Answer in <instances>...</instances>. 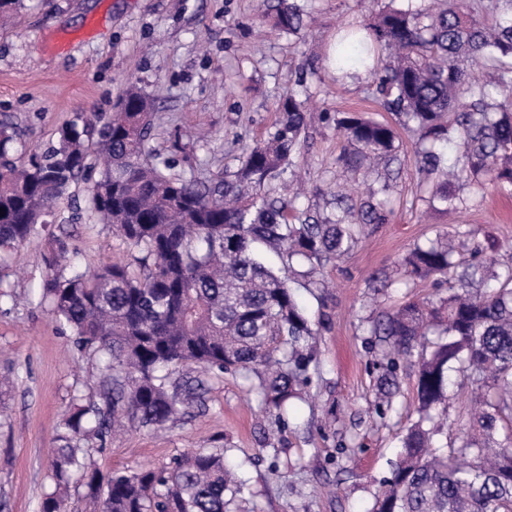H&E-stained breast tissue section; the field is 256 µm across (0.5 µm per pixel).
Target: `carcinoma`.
Wrapping results in <instances>:
<instances>
[{
  "label": "carcinoma",
  "mask_w": 512,
  "mask_h": 512,
  "mask_svg": "<svg viewBox=\"0 0 512 512\" xmlns=\"http://www.w3.org/2000/svg\"><path fill=\"white\" fill-rule=\"evenodd\" d=\"M351 28L344 49L360 44L362 65L385 106L417 136L415 163L429 182L428 203L464 209L452 190L512 186V0H405ZM303 8L280 6L274 26L290 36ZM122 111L76 112L56 146L37 152L11 117L0 118V251L30 240L39 224H71L83 213L132 245L135 264L86 271L71 261V235H52L40 298L99 365L102 403L76 396L54 450V487L39 512H67V490L87 487L93 512H229L246 481L224 450L187 453L160 470L103 476L93 451L111 427L165 426L183 409L202 410L206 378L218 371L248 381L257 407L277 412L311 396L319 373L317 336L295 287H320L311 274L348 255L363 226L386 224L383 183L353 202L336 191V210L319 212L285 196L308 124L306 100L291 91L268 140L243 149L233 174L200 182L173 171L152 144L157 117L127 82ZM352 147L346 168L401 162L398 135L356 113L327 116ZM103 160L98 179L76 188ZM71 201V215L54 204ZM465 233L440 230L405 259L406 273L446 287L437 303L408 301L380 314L377 394L381 417L395 412L399 371L416 373L417 420L402 439L392 477L370 512H512V265L492 270L461 257ZM481 391L479 410H463L444 444L440 419L449 389Z\"/></svg>",
  "instance_id": "1"
}]
</instances>
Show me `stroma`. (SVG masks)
<instances>
[{
  "instance_id": "1",
  "label": "stroma",
  "mask_w": 512,
  "mask_h": 512,
  "mask_svg": "<svg viewBox=\"0 0 512 512\" xmlns=\"http://www.w3.org/2000/svg\"><path fill=\"white\" fill-rule=\"evenodd\" d=\"M298 36L274 28L277 0H27L0 27V115L18 120L29 145H55L76 112H111L134 82L153 98L160 123L154 144L178 168L198 177L235 171L241 148L266 140L279 100L306 76L313 88L304 146L294 176L317 210L331 209L329 187L343 182L336 158L344 142L323 111L362 112L391 125L398 117L369 95L370 80L350 64L341 81L328 63L341 29L367 20L377 0H299ZM404 168L389 187L388 223L368 224L355 249L318 271L328 289L301 290L320 337L321 373L313 398L297 403L286 430L250 401L238 376L212 377L204 414H187L159 431L124 428L97 456L102 474L160 469L196 449L223 447L242 465L246 489L234 512H366L392 466L401 436L416 418L413 370L401 375L396 414L380 418L371 321L406 300L435 299L433 280H407L375 290L416 243L452 218L429 207L414 167V143L402 134ZM460 220L476 231L468 247L496 266L512 264V189L468 193ZM78 259L88 268L130 258L133 247L103 225L70 226ZM47 228L0 262V289L19 303L0 304V512H38L54 486L51 452L75 391L96 392V369L40 302Z\"/></svg>"
}]
</instances>
